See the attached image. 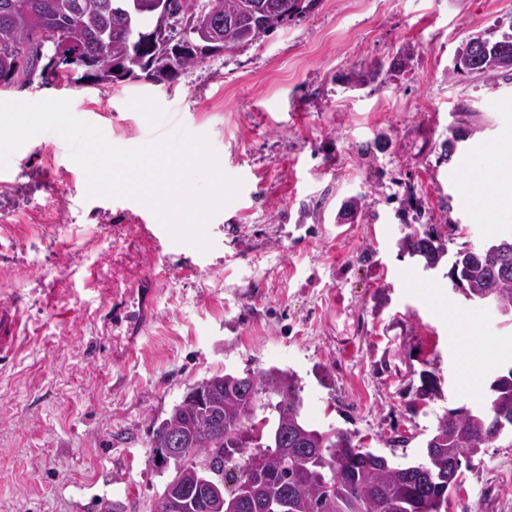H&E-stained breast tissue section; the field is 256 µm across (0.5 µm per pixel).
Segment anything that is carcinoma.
<instances>
[{"mask_svg": "<svg viewBox=\"0 0 512 512\" xmlns=\"http://www.w3.org/2000/svg\"><path fill=\"white\" fill-rule=\"evenodd\" d=\"M318 0H205L187 21L189 36L179 51L159 56L161 46L143 38L150 20L136 14L130 0H0V88L35 79L71 81L70 71L100 85L142 78L162 82L206 58L252 43L266 33L309 14ZM51 43L69 71L49 74L39 67L40 47ZM466 43V61L448 78H476L512 71V34L492 42ZM431 235H408L400 250L436 265L444 255ZM494 255L458 251L451 268L465 273L472 299L492 301L512 316V239L495 243ZM296 375L272 368L244 377L225 374L193 385L168 418L152 431L151 460L170 465L164 448L177 436L184 447L175 474L155 512H441L448 476L472 453L497 441V425L479 412L439 423L427 442L425 469L399 467L364 451L337 430L326 437L301 418ZM276 413L281 444L254 432L257 411ZM336 476V493L325 483ZM205 477L221 495L200 481Z\"/></svg>", "mask_w": 512, "mask_h": 512, "instance_id": "cac0c4a2", "label": "carcinoma"}]
</instances>
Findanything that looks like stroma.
<instances>
[{"label":"stroma","instance_id":"obj_1","mask_svg":"<svg viewBox=\"0 0 512 512\" xmlns=\"http://www.w3.org/2000/svg\"><path fill=\"white\" fill-rule=\"evenodd\" d=\"M512 29V0H319L305 18L161 85L32 83L0 100L67 99L131 148L182 127L207 135L237 199L206 253L174 243L129 199H89L54 132L0 171V301L21 319L0 359V512H154L166 479L150 439L188 389L224 373L296 374L302 418L396 464L425 459L449 411L481 407L512 364V317L466 297L453 255L512 236V210L477 217L466 184L512 133V72L449 77L463 41ZM407 67H400L404 52ZM378 70L349 84L351 71ZM150 104V113L138 103ZM455 140L452 155L442 145ZM53 221L35 223L39 207ZM435 230V268L400 251ZM143 277L157 293L133 359L103 317ZM446 512H512V439L462 465Z\"/></svg>","mask_w":512,"mask_h":512}]
</instances>
